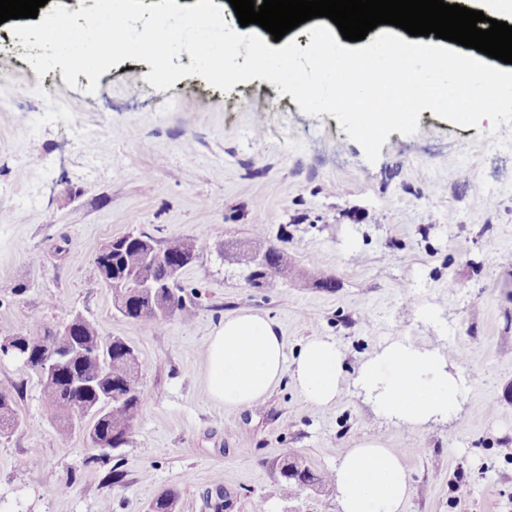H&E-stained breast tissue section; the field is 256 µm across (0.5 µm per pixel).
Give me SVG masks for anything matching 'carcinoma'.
I'll use <instances>...</instances> for the list:
<instances>
[{
	"label": "carcinoma",
	"mask_w": 512,
	"mask_h": 512,
	"mask_svg": "<svg viewBox=\"0 0 512 512\" xmlns=\"http://www.w3.org/2000/svg\"><path fill=\"white\" fill-rule=\"evenodd\" d=\"M145 252V248L131 243L125 251L112 254V266L120 272L132 269L141 262ZM237 264L249 271L247 281L258 288L263 287L271 278L286 282L305 275L302 268L288 263L282 253L274 248L268 250L266 263L261 267L253 264L250 249L238 254ZM112 297L114 304L121 305L119 313L123 317L157 328L175 314L187 310L184 297L173 288L165 289L160 296L149 292L141 295L133 288H114ZM26 335H44L63 349L77 343L88 354L102 351L100 358L76 356L64 366V370L72 375L95 374L98 385L94 390L74 389L64 378L44 379L40 377L37 366H31V371L39 376L42 399L60 442L68 443L76 431L91 424L95 431L112 438V447L127 445L141 405V370L139 363L130 359L131 346L118 337L105 341L96 326L83 318L72 327L69 335L63 330L52 333L40 322L33 323ZM20 394L17 387L12 391L0 389L1 437L13 433L19 425L16 397ZM291 462H298V457L284 456L280 473L288 483V494L294 495L305 489V483L288 476V464ZM176 501V492L165 491L152 500L149 512H175Z\"/></svg>",
	"instance_id": "obj_1"
}]
</instances>
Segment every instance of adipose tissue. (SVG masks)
<instances>
[{
  "mask_svg": "<svg viewBox=\"0 0 512 512\" xmlns=\"http://www.w3.org/2000/svg\"><path fill=\"white\" fill-rule=\"evenodd\" d=\"M206 362L210 400L235 409L253 408L286 374L319 407L335 405L343 391L344 354L334 340L309 339L296 358H288L279 326L251 311L226 318L208 337ZM356 383L378 414L413 427L454 417L463 397L447 359L408 340L364 361ZM335 487L344 512H399L410 491L400 457L375 438L346 451Z\"/></svg>",
  "mask_w": 512,
  "mask_h": 512,
  "instance_id": "obj_1",
  "label": "adipose tissue"
}]
</instances>
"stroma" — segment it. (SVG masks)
Segmentation results:
<instances>
[{
  "label": "stroma",
  "mask_w": 512,
  "mask_h": 512,
  "mask_svg": "<svg viewBox=\"0 0 512 512\" xmlns=\"http://www.w3.org/2000/svg\"><path fill=\"white\" fill-rule=\"evenodd\" d=\"M25 52L0 24V340L81 314L134 349L142 398L114 456L124 478L108 485L86 434L61 446L36 378L0 358V388L22 390L19 426L0 438V504L148 512L174 489L175 512H213L219 493L224 512H343L332 486L288 495L281 460L331 473L344 449L376 437L410 479L400 512H512V150L426 109L371 163L333 115L303 113L265 80L225 93L188 76L159 91L150 65L127 59L90 95L86 75L73 87L58 67L37 76ZM48 97L73 121L30 133ZM258 227L262 247L309 267L308 279L255 288L219 258L217 243H252ZM130 232L203 245L179 278L188 314L159 329L117 314L93 264ZM243 310L278 323L287 356L313 337L336 341V405H313L287 376L248 410L209 399L205 342ZM399 338L453 363L456 419L411 428L360 395V364ZM51 476L74 482L55 493Z\"/></svg>",
  "instance_id": "stroma-1"
}]
</instances>
